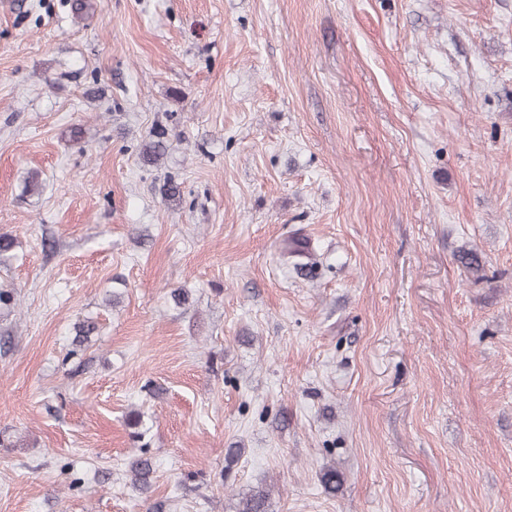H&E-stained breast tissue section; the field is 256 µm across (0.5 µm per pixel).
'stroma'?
<instances>
[{"instance_id":"35a3bbf8","label":"stroma","mask_w":512,"mask_h":512,"mask_svg":"<svg viewBox=\"0 0 512 512\" xmlns=\"http://www.w3.org/2000/svg\"><path fill=\"white\" fill-rule=\"evenodd\" d=\"M72 3L0 0V512H512V0ZM167 149V132L160 129L155 132L153 138L144 145L141 152L142 160L148 165H155L165 156ZM130 469L133 484L142 494L148 493L151 489L150 475L152 474L150 459L142 455L131 462Z\"/></svg>"}]
</instances>
